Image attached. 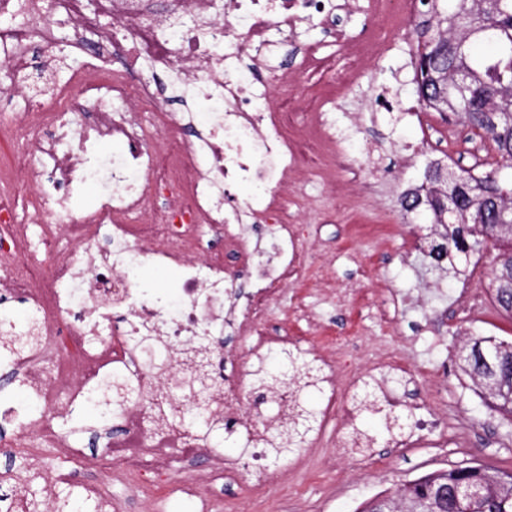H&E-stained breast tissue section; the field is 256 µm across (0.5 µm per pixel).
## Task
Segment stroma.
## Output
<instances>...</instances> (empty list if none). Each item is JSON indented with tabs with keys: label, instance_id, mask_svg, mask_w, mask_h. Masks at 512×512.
Returning a JSON list of instances; mask_svg holds the SVG:
<instances>
[{
	"label": "stroma",
	"instance_id": "obj_1",
	"mask_svg": "<svg viewBox=\"0 0 512 512\" xmlns=\"http://www.w3.org/2000/svg\"><path fill=\"white\" fill-rule=\"evenodd\" d=\"M426 17L418 15L398 36L399 46L377 60L374 82L351 89L331 118L344 136L349 160L337 168L335 180L322 175L324 156L308 146L304 171L293 175L285 199L289 218L313 232L308 247L316 260L288 285L269 309L270 330L301 337L318 350L339 336L354 337L359 348L350 356L351 371H340L339 385L350 372L375 381L389 377L388 357L398 356L420 369L422 378L409 397H441L439 416L456 437L444 445L436 438L417 443L402 457L393 456L379 413L359 414L356 429L371 440L367 452L378 462L358 471L360 451L342 447L335 425L324 436L306 440L278 462V481L250 486L248 479L215 477L209 457L173 461L168 479L137 488L120 461L111 473L97 464L106 440L102 423L92 422L98 438H76V470L55 490L41 491L36 512H58L66 493L104 487L105 512H356L364 500L380 492H396L425 473L477 462L496 470L512 469V427L474 391L460 369L459 354L473 338L512 340V319L500 311L490 292L470 310L461 285L464 278L491 282L495 251L471 259L463 274L447 273L427 257L430 219L405 211L401 201L424 182L429 163L473 169L492 162L489 141L475 136L462 122H445L439 113L406 116L420 108L413 57L424 42ZM402 104V111H375L377 97ZM408 295L409 302L390 325L380 306L386 291ZM28 427L0 418V499L13 504L15 481L8 466H22L21 455H9L6 444L25 442Z\"/></svg>",
	"mask_w": 512,
	"mask_h": 512
}]
</instances>
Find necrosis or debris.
Wrapping results in <instances>:
<instances>
[{
	"label": "necrosis or debris",
	"mask_w": 512,
	"mask_h": 512,
	"mask_svg": "<svg viewBox=\"0 0 512 512\" xmlns=\"http://www.w3.org/2000/svg\"><path fill=\"white\" fill-rule=\"evenodd\" d=\"M355 0H0V81L10 91L33 68L31 46L54 48L60 24L70 25L72 46L92 51L96 64L53 85L49 99L22 94L23 108L0 118V137L23 147L22 169L0 168V297L26 299L39 317V341L9 363L43 406L33 421L26 458L45 448L67 454L72 446L55 421L102 370L141 379L146 402L125 409L118 439L100 464L120 458L143 482L161 478L169 452L206 453L218 476L247 474L272 484L261 443L268 427L286 426L297 383L266 389L239 372H225L226 329L246 326L255 338L253 361L272 347L294 351L321 367L327 410L336 411L337 374L350 339L335 357L319 355L293 336L263 330L269 302L306 266L300 225L288 218L281 187L298 165L302 142L320 147L336 138L325 115L372 72L423 0H362L367 18L386 36L352 41L336 35L335 52L299 42L303 28L333 26ZM290 53L292 68L275 81L263 78L272 61ZM348 65L337 68V57ZM124 65L115 69L113 58ZM171 82L157 84L156 73ZM188 103L189 112L170 102ZM95 108L96 121L85 119ZM153 115L151 128L138 112ZM194 138H186L187 129ZM112 145L111 157L96 155ZM101 187L99 202L72 216L63 195L88 182ZM250 184L254 196L233 198L230 189ZM34 197L27 221L10 203L17 186ZM262 211L270 218V248H261L242 220ZM224 241L202 244L203 231ZM145 265L179 271V297L167 302L146 290L133 272ZM247 275L252 290L238 296L233 283ZM212 383L211 412L227 432L244 428L249 456L227 459L192 428L154 421L157 407L198 412L191 386L199 373Z\"/></svg>",
	"instance_id": "obj_1"
}]
</instances>
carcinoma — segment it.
<instances>
[{"instance_id":"cac0c4a2","label":"carcinoma","mask_w":512,"mask_h":512,"mask_svg":"<svg viewBox=\"0 0 512 512\" xmlns=\"http://www.w3.org/2000/svg\"><path fill=\"white\" fill-rule=\"evenodd\" d=\"M434 27L439 34L417 47L415 77L419 98L428 108L448 89V114L487 140L495 152L490 169L476 173L442 170L431 165L425 179L434 184L424 196L425 210L442 227L440 245L451 260L462 248L478 254L488 246L497 218L487 207L512 211V0H432ZM474 41L493 45L489 54L472 52ZM456 198V215L448 222L439 184ZM498 268L493 279L494 299L512 315V235L493 242ZM35 340L33 336H5L0 361H8ZM463 372L491 400L495 411L512 424V341L477 337ZM140 383L106 372L95 382L88 405L106 421L112 410L143 401ZM313 414L296 405L288 437L270 435L272 453L283 455L301 441V427ZM481 488L478 497L456 494L460 484ZM357 512H512V471H492L478 463L435 471L411 481L400 494H385L361 504Z\"/></svg>"}]
</instances>
